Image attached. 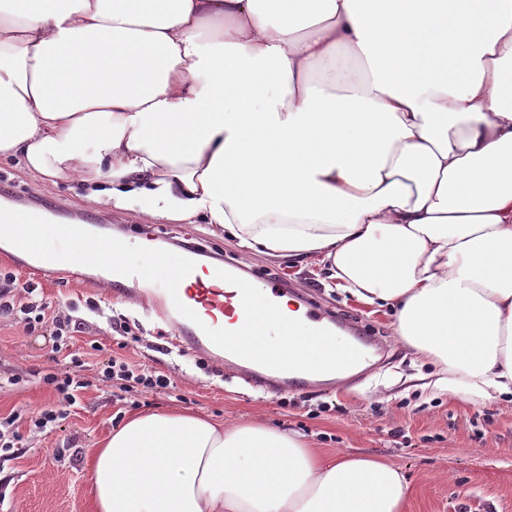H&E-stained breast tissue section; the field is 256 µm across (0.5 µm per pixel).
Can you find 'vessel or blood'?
Here are the masks:
<instances>
[{
	"label": "vessel or blood",
	"instance_id": "1",
	"mask_svg": "<svg viewBox=\"0 0 512 512\" xmlns=\"http://www.w3.org/2000/svg\"><path fill=\"white\" fill-rule=\"evenodd\" d=\"M14 216L34 232L56 235L62 230L41 206L15 210ZM69 230L77 262L113 250L111 239L92 233L87 226L74 224ZM111 273L114 295L139 290L148 317L169 325L181 345L201 358L233 365L247 384L270 391L311 388L319 381L336 329L314 303H306L302 319L285 324L287 330L309 336L303 355L285 347L274 353L262 352L226 336L219 321L227 319L241 324L252 335H260L277 315L275 298L284 294L273 282L244 276L232 265L213 263L202 267L191 254L173 250L159 252L155 270L116 262Z\"/></svg>",
	"mask_w": 512,
	"mask_h": 512
}]
</instances>
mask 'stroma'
<instances>
[{"mask_svg": "<svg viewBox=\"0 0 512 512\" xmlns=\"http://www.w3.org/2000/svg\"><path fill=\"white\" fill-rule=\"evenodd\" d=\"M0 182L21 202L48 206L59 224L82 219L96 232L121 235L131 244L151 232L157 250L187 240L225 261L235 264L241 259L234 240L200 220L148 226L128 210L89 207L82 184H33L22 166L11 160L0 161ZM248 269L292 284L322 311L356 322L365 335L383 343L386 361L356 385L347 381L326 390L288 393L255 390L219 362L198 368L189 351L160 337V324L139 315L138 301L116 299L101 290L98 267L40 275V297L49 313L70 311L82 326L64 355L54 353L43 337L26 335L21 325L0 319V373L19 378L17 384L0 385V417L14 411L29 416L56 405L40 376L56 365H68L70 358L83 362L90 385L70 414L29 441L22 457H0V512H87L89 450L130 413L146 409L187 410L227 422L259 416L307 434L329 454L393 460L409 480L407 512H512V404L483 405L420 388L419 375L433 373L434 368L413 363L393 334L391 314L338 291L320 265L255 254ZM121 316L129 323V334L112 329L113 319ZM115 354L167 375L170 389L114 400L98 371Z\"/></svg>", "mask_w": 512, "mask_h": 512, "instance_id": "1", "label": "stroma"}]
</instances>
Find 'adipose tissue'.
Returning <instances> with one entry per match:
<instances>
[{"mask_svg":"<svg viewBox=\"0 0 512 512\" xmlns=\"http://www.w3.org/2000/svg\"><path fill=\"white\" fill-rule=\"evenodd\" d=\"M346 53L358 85L313 81ZM94 208L327 266L431 383L512 399V0H0V159ZM91 512H405L379 457L131 415Z\"/></svg>","mask_w":512,"mask_h":512,"instance_id":"1","label":"adipose tissue"}]
</instances>
